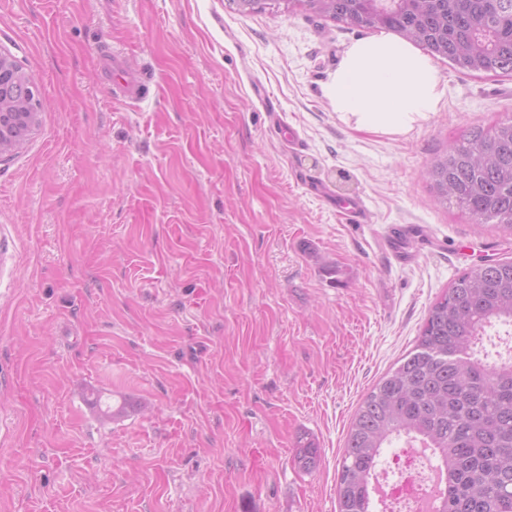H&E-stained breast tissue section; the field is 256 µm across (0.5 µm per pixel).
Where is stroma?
I'll return each mask as SVG.
<instances>
[{"mask_svg": "<svg viewBox=\"0 0 512 512\" xmlns=\"http://www.w3.org/2000/svg\"><path fill=\"white\" fill-rule=\"evenodd\" d=\"M370 34L234 0H0L46 102L0 161V512H336L363 398L466 269L512 261L425 173L512 118V76L434 57L436 112L359 130L324 88ZM116 52L143 95L114 97Z\"/></svg>", "mask_w": 512, "mask_h": 512, "instance_id": "35a3bbf8", "label": "stroma"}]
</instances>
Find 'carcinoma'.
I'll return each mask as SVG.
<instances>
[{"label": "carcinoma", "mask_w": 512, "mask_h": 512, "mask_svg": "<svg viewBox=\"0 0 512 512\" xmlns=\"http://www.w3.org/2000/svg\"><path fill=\"white\" fill-rule=\"evenodd\" d=\"M317 17L387 29L462 70L512 75V0H293ZM37 89L21 68L7 97L37 123ZM427 176L441 203L512 233V120L474 129L435 156ZM512 326V262L476 264L432 305L413 352L366 396L347 433L336 484L338 512H376L373 476L384 445L405 434L432 450L443 475L436 512H512V353L489 355L483 336ZM304 471L318 448L301 445Z\"/></svg>", "instance_id": "cac0c4a2"}]
</instances>
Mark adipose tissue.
Masks as SVG:
<instances>
[{
    "label": "adipose tissue",
    "instance_id": "obj_1",
    "mask_svg": "<svg viewBox=\"0 0 512 512\" xmlns=\"http://www.w3.org/2000/svg\"><path fill=\"white\" fill-rule=\"evenodd\" d=\"M444 93L430 57L396 35L383 33L350 44L325 96L357 128L402 132L428 118Z\"/></svg>",
    "mask_w": 512,
    "mask_h": 512
}]
</instances>
